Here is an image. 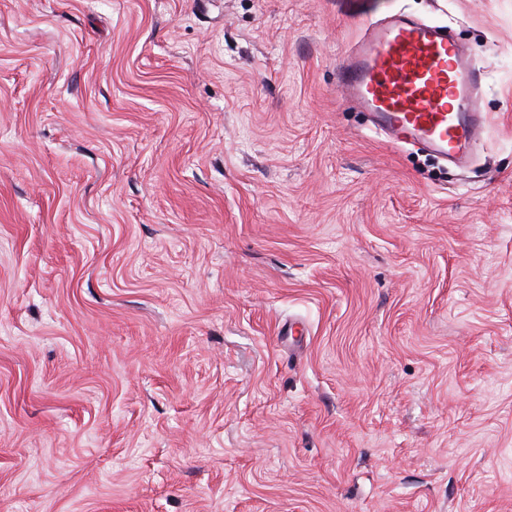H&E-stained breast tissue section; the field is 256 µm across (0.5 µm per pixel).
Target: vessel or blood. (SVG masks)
I'll list each match as a JSON object with an SVG mask.
<instances>
[{
    "mask_svg": "<svg viewBox=\"0 0 512 512\" xmlns=\"http://www.w3.org/2000/svg\"><path fill=\"white\" fill-rule=\"evenodd\" d=\"M481 82L446 27L403 14L368 24L339 70L343 94L390 141L455 163L468 158L484 132L485 116L475 106Z\"/></svg>",
    "mask_w": 512,
    "mask_h": 512,
    "instance_id": "b4317fda",
    "label": "vessel or blood"
}]
</instances>
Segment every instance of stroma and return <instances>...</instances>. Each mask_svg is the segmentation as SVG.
Returning a JSON list of instances; mask_svg holds the SVG:
<instances>
[{
    "label": "stroma",
    "instance_id": "obj_1",
    "mask_svg": "<svg viewBox=\"0 0 512 512\" xmlns=\"http://www.w3.org/2000/svg\"><path fill=\"white\" fill-rule=\"evenodd\" d=\"M397 13L467 166L342 95ZM0 512H512V0H0ZM482 75L448 28L398 15L369 23L339 70L347 99L396 143L418 145L448 162H464L481 139L475 106Z\"/></svg>",
    "mask_w": 512,
    "mask_h": 512
}]
</instances>
